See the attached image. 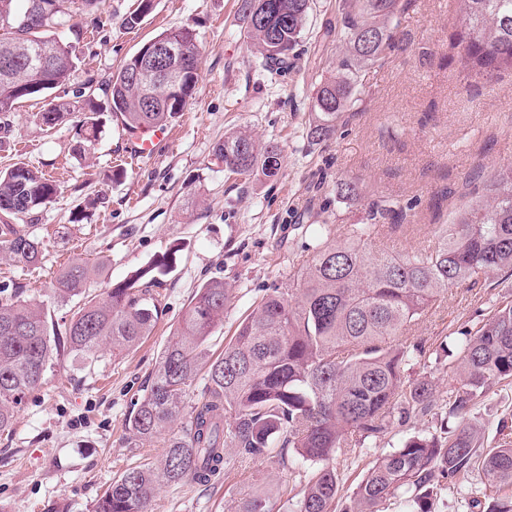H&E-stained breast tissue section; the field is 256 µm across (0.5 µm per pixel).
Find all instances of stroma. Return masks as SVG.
I'll list each match as a JSON object with an SVG mask.
<instances>
[{
  "label": "stroma",
  "mask_w": 512,
  "mask_h": 512,
  "mask_svg": "<svg viewBox=\"0 0 512 512\" xmlns=\"http://www.w3.org/2000/svg\"><path fill=\"white\" fill-rule=\"evenodd\" d=\"M136 0H105L99 17L79 13L54 30L76 44L71 80L103 86L144 43L177 26L192 28L200 48L198 81L183 112L169 123V140L149 158H136L131 135L103 115L104 132L90 150L77 149L79 114L53 127L38 112L62 97L55 89L24 99L0 128V170L16 163L56 180L54 199L33 214L28 230L41 241L36 264L0 259V289L25 286L55 322L69 319L80 298L60 302L54 280L80 258L105 269L87 292L103 295L166 256L170 268L148 295L158 319L136 348L116 354L102 346L94 360L67 354L0 435V512H93L104 490L125 469L153 461L163 439L135 446L128 419L145 395L162 351L188 303L206 281L231 289L223 325L208 347L220 353L268 289L286 281L295 259L307 260L314 242L308 224H369L377 205L399 201V227L386 243L409 253L428 245L434 225L451 223L477 191L512 166V74L489 80L462 68L456 38L462 29L456 0H400L397 48L366 67L357 102L327 141L309 136L312 93L335 80L346 52L341 0H312L288 67L268 70L238 0H156L133 28L124 18ZM82 39H75L73 27ZM250 133L277 144L278 177L225 171L216 148L225 134ZM355 181L359 194H341ZM512 299V274L498 272L476 285L451 288L408 338L427 355L411 366L428 379L438 400L459 386L446 347L459 330L489 317ZM512 417V381L494 386L470 421L494 445L503 418ZM436 414L391 429L351 461H337L340 497L350 496L381 455L413 434H430ZM313 466L277 454L238 462L214 485L186 481L157 490L149 512H238L250 497L266 498L270 512H295Z\"/></svg>",
  "instance_id": "obj_1"
}]
</instances>
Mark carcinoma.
Instances as JSON below:
<instances>
[{"label":"carcinoma","instance_id":"1","mask_svg":"<svg viewBox=\"0 0 512 512\" xmlns=\"http://www.w3.org/2000/svg\"><path fill=\"white\" fill-rule=\"evenodd\" d=\"M39 3L26 27L14 18ZM103 0H0V115L18 100L66 86L75 69V46L45 35L47 28L78 10H93ZM125 25L139 24L155 0H137ZM253 0H241L248 35L265 64L281 65L299 43L310 0H267L265 17L256 19ZM463 30L457 46L464 67L493 79L512 70V0H459ZM400 0H342L343 38L349 55L341 75L317 87L310 137L325 141L356 102L359 72L397 46L393 21ZM175 38L199 52L188 26L168 29L158 40ZM50 55L48 84L31 76L32 56ZM92 82L76 93L81 104L59 101L54 113L81 112L82 150L99 139L101 110L127 131L163 128L184 110L168 104L161 67L131 56L112 74L100 108ZM234 131L217 148L224 168L235 174L261 169L266 177L281 170V155ZM58 193L54 181L17 163L0 171V256L19 264L38 261L40 242L10 217H27ZM332 228L311 229L314 255L264 294L239 322L217 357L208 339L224 322L230 288L213 279L198 289L183 311L161 354L147 393L136 403L128 428L139 443L171 433L162 458L126 469L97 500L94 512H148L157 488L186 481L217 480L228 466L230 449L242 460L274 448L292 450L315 465L296 512H331L339 492L336 457L349 460L366 441L394 425L431 413L435 389L412 378L406 367L426 355L422 344L403 336L425 317L441 295L462 282L472 285L490 273L512 271V166L484 187L453 224H438L431 244L398 254L374 245L375 224H354L331 239ZM98 271L83 260L59 270L54 293L66 301L82 296V307L57 325L38 302L16 288L0 297V432L13 425L28 394L43 381L53 355L94 357L104 344L128 351L153 328L155 304L136 293V281L115 283L100 299L85 296ZM459 356L462 386L448 401V417L459 419L441 435L415 434L376 459L342 512H381L386 502L412 492L411 512H432L442 491L453 492L457 479L479 468L488 487L471 512H512V436L501 422L498 443L484 447L481 432L467 423L475 401L491 387L512 380V300L501 302L476 330H462ZM205 373L207 396L186 406L187 389ZM185 419L182 431L174 425Z\"/></svg>","mask_w":512,"mask_h":512}]
</instances>
